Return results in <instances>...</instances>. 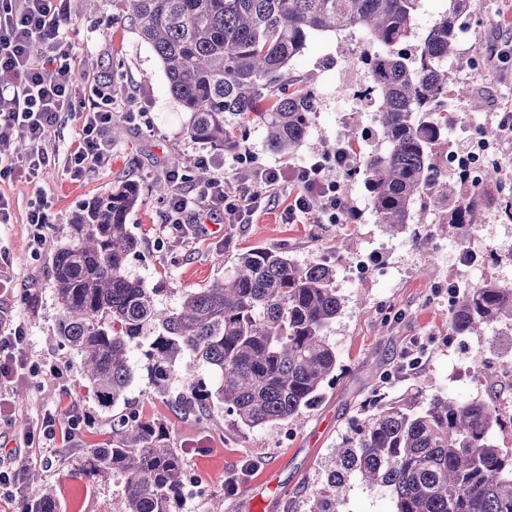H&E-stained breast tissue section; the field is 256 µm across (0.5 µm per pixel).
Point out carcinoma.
<instances>
[{
	"instance_id": "cac0c4a2",
	"label": "carcinoma",
	"mask_w": 512,
	"mask_h": 512,
	"mask_svg": "<svg viewBox=\"0 0 512 512\" xmlns=\"http://www.w3.org/2000/svg\"><path fill=\"white\" fill-rule=\"evenodd\" d=\"M126 19L165 71L172 97L189 113L188 136L234 152L248 129L261 127L268 149L291 154L305 139L318 104L290 64L316 33L361 29L363 62L378 102L374 121L383 147L361 150V131L338 134L356 156L376 223L422 248L433 237L426 206L443 209L441 227L482 223L489 187L512 221V195L500 169L476 185L459 172L436 177L448 150V93L474 108L480 99L451 81L456 56L454 20L473 0L447 8L418 38L421 0H125ZM418 39L415 57L402 46ZM140 187L124 182L89 202L72 224L70 243L53 257L57 336L80 360L85 388L104 410L125 401L132 381L130 345L144 348L155 380L170 385L176 363L189 355L209 366L212 388L185 381L175 406L199 425L215 403L250 429L294 421L336 382L339 356L326 330L341 314L336 269L299 263L284 251L254 248L238 254L232 272L205 288L182 292L177 307L160 308L159 289L131 277L127 259L137 246L127 217ZM512 327V287L488 279L455 293L452 336H484ZM369 414L335 448L334 469L316 492L315 512H339L352 479L381 489L393 512H512V448L490 439L505 424L494 402L451 394L396 402L369 399ZM121 475L114 512H178L186 473L165 425L134 411L112 416V442L90 448L77 468ZM21 512H55L52 491L20 502Z\"/></svg>"
}]
</instances>
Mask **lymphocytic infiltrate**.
<instances>
[{"label":"lymphocytic infiltrate","mask_w":512,"mask_h":512,"mask_svg":"<svg viewBox=\"0 0 512 512\" xmlns=\"http://www.w3.org/2000/svg\"><path fill=\"white\" fill-rule=\"evenodd\" d=\"M68 17L67 0H0V97H9L13 109L0 113V180L18 171L36 175L50 162L46 141L61 113L82 112V134L72 156L75 172L85 166H105L111 154L104 135L116 114L112 86L94 82L76 89L73 83V48L66 41L63 26ZM122 116L129 125L138 124L140 115L126 110ZM29 144L25 156L13 150L14 138ZM351 156L336 147L310 163L291 168L289 173L262 168L247 175L246 185L230 190L223 176L216 175L194 183L184 171L166 169L165 177L173 192L165 203L164 223L181 236L200 227L201 216L221 209L228 224H245L270 200L277 189L290 182L297 192L284 212L287 223L312 215L317 224H345L353 209L338 181L326 179L329 167L343 169ZM318 197L320 208L311 212L309 197ZM26 331L22 324L0 322V383L25 367Z\"/></svg>","instance_id":"obj_1"}]
</instances>
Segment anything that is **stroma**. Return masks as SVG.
I'll return each mask as SVG.
<instances>
[{
	"mask_svg": "<svg viewBox=\"0 0 512 512\" xmlns=\"http://www.w3.org/2000/svg\"><path fill=\"white\" fill-rule=\"evenodd\" d=\"M66 32L75 48L76 85L97 79L111 83L118 102L142 111L145 128H126L112 141V160L73 174L69 157L82 129L80 112H64L46 143L51 161L37 178L18 174L1 181L0 194L12 203L11 223L0 225V254L14 272V290L0 296V318L22 323L27 332L25 355L30 371L8 383L10 406L0 409V457L10 458L25 430L40 425L44 412L77 408L94 417L90 426L68 433L57 430L26 449L29 469L39 471L52 488L57 512H112L122 493V480L112 471L76 475L87 449L112 438V416L102 412L84 387L77 356L56 336L59 308L55 298L52 258L70 241L71 225L84 206L125 181L138 183L140 197L127 222L138 245L130 254L127 271L160 287V306L175 307L182 289L202 288L223 279L237 255L250 248L282 250L295 260L325 263L336 269V286L344 306L328 331L340 356L342 373L325 388L321 400L304 411L300 421L272 424L253 430L234 425L222 406H214L207 430L184 416L172 402L180 384L159 388L140 348L132 350L133 379L127 407L146 418L161 420L170 442L179 448L187 470L202 480L191 500L179 512H248L239 491L230 493L224 480L238 473L242 487L252 486L265 500L263 512H313L315 493L334 466V449L353 422L363 417L367 397L392 400L425 380L429 395L447 393L454 363L480 354L481 364L494 366L487 340L464 339L448 333L449 300L442 286L453 283L455 269L430 259L407 243L385 241L361 185L343 181L344 191L357 211L352 224H287L282 216L290 199L279 194L261 206L247 224H224L219 233L191 238L174 237L159 215L164 196L157 184L171 157L195 171L208 159L209 173H222L231 187H240V174L249 167L281 171L336 145L342 123L357 122L368 130L373 115L366 103L342 90L337 71L362 58L365 40L360 32L318 34L290 65L297 81L314 89L318 109L308 133L289 155L267 150L260 127H251L238 151L222 152L193 141L186 132L188 115L168 91L164 69L151 48L124 22V0H70ZM512 18V0H473L474 43L480 73L485 80L480 110L461 106V123H485L489 113L512 109V65L491 56L504 34L499 21ZM113 18L112 27L103 19ZM48 203L54 224L34 240L27 215L33 202ZM367 256L372 272L351 277V266ZM378 370L369 379L366 370Z\"/></svg>",
	"mask_w": 512,
	"mask_h": 512,
	"instance_id": "35a3bbf8",
	"label": "stroma"
}]
</instances>
